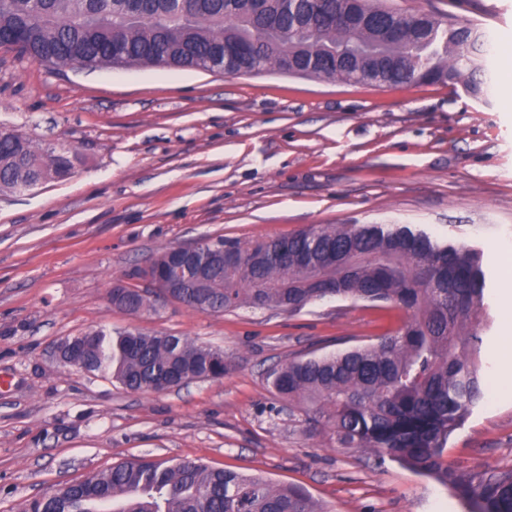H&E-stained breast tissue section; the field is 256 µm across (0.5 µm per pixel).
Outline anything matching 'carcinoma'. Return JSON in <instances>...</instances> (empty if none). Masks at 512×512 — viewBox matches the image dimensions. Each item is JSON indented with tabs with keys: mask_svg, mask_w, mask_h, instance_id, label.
Returning a JSON list of instances; mask_svg holds the SVG:
<instances>
[{
	"mask_svg": "<svg viewBox=\"0 0 512 512\" xmlns=\"http://www.w3.org/2000/svg\"><path fill=\"white\" fill-rule=\"evenodd\" d=\"M0 0V34L21 31L18 52L34 62L84 68L162 66L222 70L224 51L242 48L238 72L281 71L292 57L327 79L376 86L462 82L478 99L493 90L484 35L473 24L428 16L401 17L363 0ZM118 41L122 57L115 59ZM78 158L36 147L0 129V192L69 177ZM224 266L207 288L183 276L185 305L197 312L242 306L290 313L327 296L391 303L408 320L376 342L325 356L290 360L268 382L299 406L309 429L338 448H370L415 471L434 475L475 506L512 512V469L462 473L444 460L448 438L485 397L480 365L470 354L479 336L467 331L483 302L487 271L474 248L440 242L409 224H326L292 236L250 242L221 240ZM175 248L152 261L171 275ZM129 314L152 308L138 288L111 290ZM71 366L100 374L130 392L182 380H219L224 351L186 336L139 331L89 332ZM21 512H323L301 487L182 460L126 461L23 503Z\"/></svg>",
	"mask_w": 512,
	"mask_h": 512,
	"instance_id": "carcinoma-1",
	"label": "carcinoma"
}]
</instances>
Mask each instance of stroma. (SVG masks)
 Instances as JSON below:
<instances>
[{"label":"stroma","mask_w":512,"mask_h":512,"mask_svg":"<svg viewBox=\"0 0 512 512\" xmlns=\"http://www.w3.org/2000/svg\"><path fill=\"white\" fill-rule=\"evenodd\" d=\"M485 34L493 77L512 53V0H384ZM0 126L77 153L74 174L0 193V512L133 460L196 459L304 488L325 512H468L449 486L364 448H334L267 382L289 359L373 342L406 314L326 298L288 313H201L151 291L131 315L109 293L163 249L321 224H413L478 248L472 322L484 399L448 440L459 471L512 468V367L496 304L512 279V107L458 84L398 88L280 73L139 67L63 71L0 49ZM186 336L230 370L129 392L61 368L54 345L92 329Z\"/></svg>","instance_id":"obj_1"}]
</instances>
